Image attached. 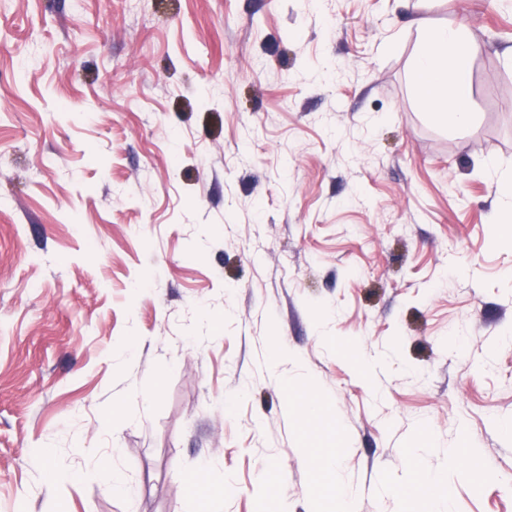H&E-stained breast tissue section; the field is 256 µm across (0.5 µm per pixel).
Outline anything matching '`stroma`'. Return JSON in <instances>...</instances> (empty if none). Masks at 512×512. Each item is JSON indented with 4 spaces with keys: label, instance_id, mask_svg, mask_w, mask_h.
Returning <instances> with one entry per match:
<instances>
[{
    "label": "stroma",
    "instance_id": "stroma-1",
    "mask_svg": "<svg viewBox=\"0 0 512 512\" xmlns=\"http://www.w3.org/2000/svg\"><path fill=\"white\" fill-rule=\"evenodd\" d=\"M444 24L463 129L419 103ZM503 171L512 0H0V512H330L325 459L428 512L423 442L453 512H512ZM475 50L464 27L438 26L426 31L415 62L424 105L454 128L465 127L473 120L468 64Z\"/></svg>",
    "mask_w": 512,
    "mask_h": 512
}]
</instances>
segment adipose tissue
<instances>
[{
	"label": "adipose tissue",
	"instance_id": "ef3b65f1",
	"mask_svg": "<svg viewBox=\"0 0 512 512\" xmlns=\"http://www.w3.org/2000/svg\"><path fill=\"white\" fill-rule=\"evenodd\" d=\"M475 50L464 27L438 26L426 31L415 62L426 108L455 128L465 127L473 119L468 64Z\"/></svg>",
	"mask_w": 512,
	"mask_h": 512
}]
</instances>
